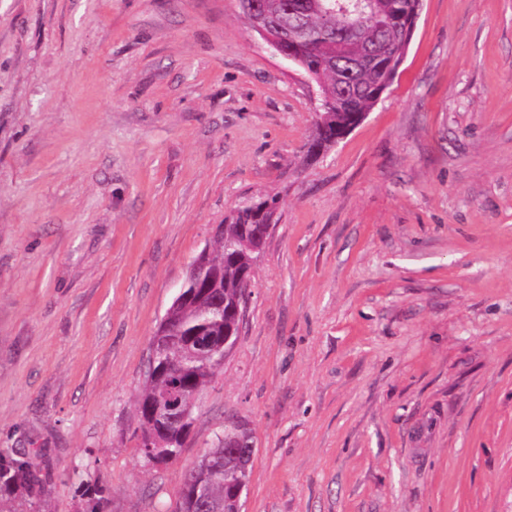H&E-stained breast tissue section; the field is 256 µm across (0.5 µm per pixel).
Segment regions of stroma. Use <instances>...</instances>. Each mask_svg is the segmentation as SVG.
Returning <instances> with one entry per match:
<instances>
[{
	"label": "stroma",
	"instance_id": "obj_1",
	"mask_svg": "<svg viewBox=\"0 0 512 512\" xmlns=\"http://www.w3.org/2000/svg\"><path fill=\"white\" fill-rule=\"evenodd\" d=\"M316 105L238 0H0V457L44 466L15 512H175L237 421L245 512H512V0H423L312 159ZM273 196L241 333L146 465L150 338Z\"/></svg>",
	"mask_w": 512,
	"mask_h": 512
}]
</instances>
